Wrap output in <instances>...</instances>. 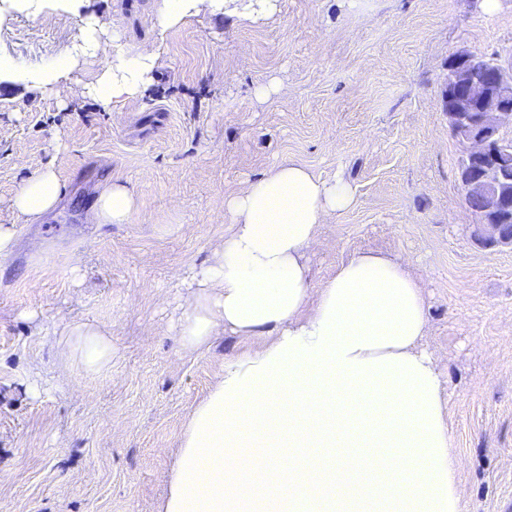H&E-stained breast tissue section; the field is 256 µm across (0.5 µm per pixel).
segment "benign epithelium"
<instances>
[{"mask_svg":"<svg viewBox=\"0 0 512 512\" xmlns=\"http://www.w3.org/2000/svg\"><path fill=\"white\" fill-rule=\"evenodd\" d=\"M444 112L452 134L466 144L458 175L466 200L479 207L473 238L512 250V67L494 55L458 53L448 65Z\"/></svg>","mask_w":512,"mask_h":512,"instance_id":"benign-epithelium-1","label":"benign epithelium"}]
</instances>
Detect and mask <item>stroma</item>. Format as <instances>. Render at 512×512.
Listing matches in <instances>:
<instances>
[{"instance_id":"1","label":"stroma","mask_w":512,"mask_h":512,"mask_svg":"<svg viewBox=\"0 0 512 512\" xmlns=\"http://www.w3.org/2000/svg\"><path fill=\"white\" fill-rule=\"evenodd\" d=\"M22 2L0 0V224L19 236L0 261V512H156L187 416L259 342L184 352L180 278L229 232L225 196L289 160L354 193L319 227L313 285L362 251L421 277L465 512H512V251L472 239L443 109L458 52L512 61V0H280L259 23L168 29L160 0ZM89 13L157 54L143 94L107 107L34 87ZM48 166L60 208L17 220L14 191ZM107 178L135 194L128 223L87 218ZM80 321L112 337L104 375L60 370Z\"/></svg>"}]
</instances>
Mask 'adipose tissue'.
<instances>
[{
    "mask_svg": "<svg viewBox=\"0 0 512 512\" xmlns=\"http://www.w3.org/2000/svg\"><path fill=\"white\" fill-rule=\"evenodd\" d=\"M203 9L253 21L277 0H161L160 24ZM80 57L100 64L93 83L70 81ZM155 68L152 50L101 42L89 16L71 54L36 81L108 106L149 85ZM62 198L48 167L21 184L11 209L33 224ZM135 203L108 182L90 216L124 224ZM352 204L345 181L292 161L225 198L231 230L193 271L176 332L190 352L228 332L261 342L225 361L185 420L157 512H462L438 363L423 346L421 278L402 258L368 251L311 286L318 227ZM59 347L63 370L100 375L112 365V338L97 323H75Z\"/></svg>",
    "mask_w": 512,
    "mask_h": 512,
    "instance_id": "1",
    "label": "adipose tissue"
}]
</instances>
